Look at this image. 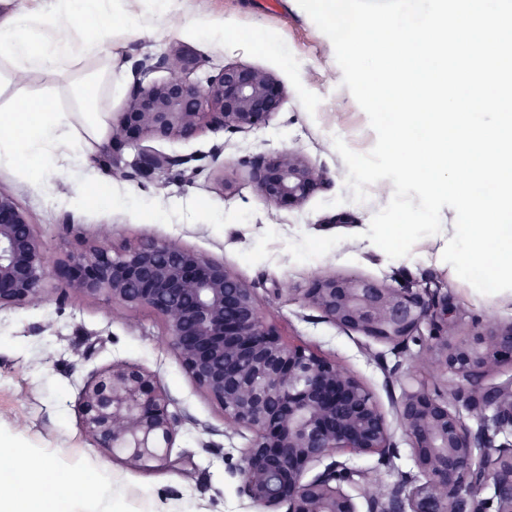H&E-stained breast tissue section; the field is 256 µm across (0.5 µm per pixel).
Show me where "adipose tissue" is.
<instances>
[{
  "mask_svg": "<svg viewBox=\"0 0 512 512\" xmlns=\"http://www.w3.org/2000/svg\"><path fill=\"white\" fill-rule=\"evenodd\" d=\"M62 2L48 19L23 6L0 18V57L10 64L9 70H0V96L15 88L21 76H60L90 58L100 64L79 70L69 88L73 110L46 111L37 97H18L0 107V167L14 169L35 186L54 177L63 196L80 174L75 148L93 149L107 130L102 99L112 86L113 57L103 53L102 42L115 3ZM34 454L0 437V512H78L79 499L60 494L64 484L115 491V478L106 468L75 462L33 468L28 460Z\"/></svg>",
  "mask_w": 512,
  "mask_h": 512,
  "instance_id": "obj_1",
  "label": "adipose tissue"
}]
</instances>
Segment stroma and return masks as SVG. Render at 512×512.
I'll return each instance as SVG.
<instances>
[{"mask_svg": "<svg viewBox=\"0 0 512 512\" xmlns=\"http://www.w3.org/2000/svg\"><path fill=\"white\" fill-rule=\"evenodd\" d=\"M203 26H225L224 39L188 33L187 9ZM154 15L155 32L134 39L112 38L104 51L120 59L105 91L111 116L124 111L133 83V67L181 48L194 56L202 81L224 65L243 64L271 74L284 91L281 109L269 124L238 132L203 129L188 140L142 139L141 147L191 157L194 182L173 174L135 180L112 178L110 157L132 162L136 150L114 146L112 155L96 148L81 159L85 172L111 180L112 198L87 204L80 193L56 196L54 179L34 188L12 169L0 168V192L12 196L27 212L50 263L105 239L112 251L147 241L169 242L224 262L253 288L266 318L284 336L318 349L355 373L383 405L401 392L400 380L385 370L409 366L420 347L409 343L401 354L360 333L339 328L306 305L303 294L320 275L358 276L395 288L430 286L447 298L457 313L458 330L472 320L507 323L512 310L500 308L452 279L447 270L425 262L424 243L410 255L391 259L375 252L333 250L295 262L286 242L302 235L351 236L367 231L373 215L390 200L386 181L368 188L369 198L354 202L345 186L348 169L333 140L342 138L355 152H368L376 135L348 88L342 84L331 41L297 0H131L115 14L114 28ZM300 152L326 171L331 183L314 191L301 205L267 204L257 193L247 161L283 150ZM285 295H277L278 287ZM123 361L155 374L183 417L171 467L133 468L99 448L84 432L78 393L93 373ZM399 448L394 469L378 466L374 456L350 459V466L377 472L386 482L396 472H413L410 445L396 416L388 418ZM0 434L18 447L41 448L43 462L78 461L104 466L120 480L126 512H260L239 496L234 471L250 434L225 429L220 408L191 382L162 340L160 318L147 310L117 315L105 299L61 296L48 281L44 300L35 306L0 310Z\"/></svg>", "mask_w": 512, "mask_h": 512, "instance_id": "35a3bbf8", "label": "stroma"}]
</instances>
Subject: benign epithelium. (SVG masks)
Returning a JSON list of instances; mask_svg holds the SVG:
<instances>
[{
    "label": "benign epithelium",
    "instance_id": "7a95c632",
    "mask_svg": "<svg viewBox=\"0 0 512 512\" xmlns=\"http://www.w3.org/2000/svg\"><path fill=\"white\" fill-rule=\"evenodd\" d=\"M193 61L174 51L135 64L129 104L112 123V141L184 139L211 126L229 132L260 126L278 112L283 92L267 73L226 65L206 84L183 73ZM165 69L167 80H147ZM180 155L140 152L114 174L131 180L197 169ZM269 204H299L328 184L325 172L294 151L247 161ZM56 276L66 294L103 297L125 312L150 310L189 379L223 411L231 430L252 434L235 470L238 493L263 512H512V378L490 382L512 361V323H473L457 332L455 309L429 287L388 288L356 277L316 278L304 301L325 318L400 354L422 345L418 370L452 374L451 398L410 371L391 406L409 440L415 472L391 483L336 456L374 455L394 469L399 448L387 413L353 373L269 324L252 288L224 263L177 245L146 242L112 253L100 240L50 267L34 225L0 193V309L36 305ZM428 326L423 340L422 326ZM155 375L125 363L93 374L79 395L84 432L131 467L165 466L182 416ZM478 417L471 430L461 411ZM493 414L486 415L487 411ZM505 441H499V438ZM323 470L309 477L318 465ZM362 487L365 510L346 491Z\"/></svg>",
    "mask_w": 512,
    "mask_h": 512
}]
</instances>
